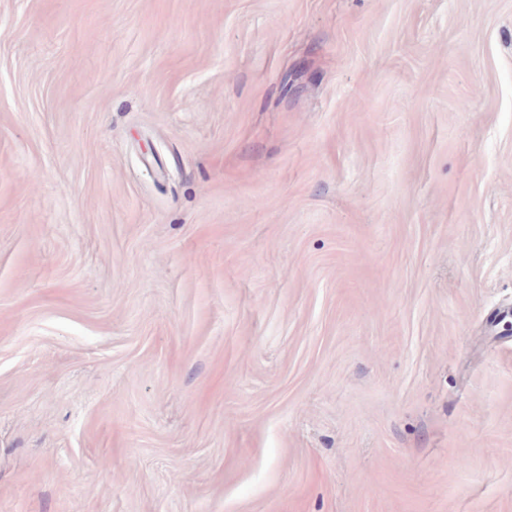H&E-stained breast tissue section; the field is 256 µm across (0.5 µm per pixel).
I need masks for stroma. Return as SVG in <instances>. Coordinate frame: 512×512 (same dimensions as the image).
<instances>
[{"mask_svg":"<svg viewBox=\"0 0 512 512\" xmlns=\"http://www.w3.org/2000/svg\"><path fill=\"white\" fill-rule=\"evenodd\" d=\"M512 0H0V512H512Z\"/></svg>","mask_w":512,"mask_h":512,"instance_id":"stroma-1","label":"stroma"}]
</instances>
